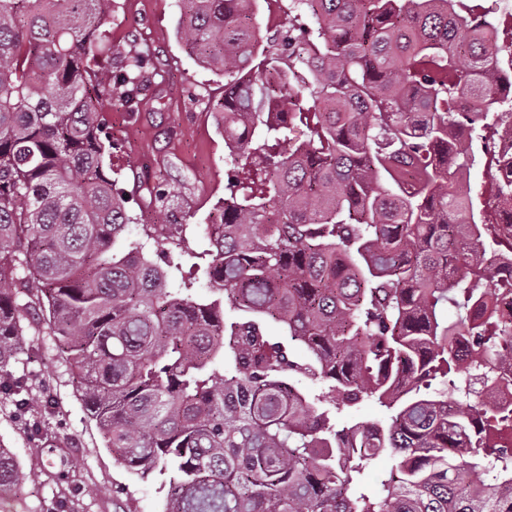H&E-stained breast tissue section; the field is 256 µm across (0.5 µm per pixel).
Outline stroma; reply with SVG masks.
<instances>
[{"label": "stroma", "instance_id": "obj_1", "mask_svg": "<svg viewBox=\"0 0 512 512\" xmlns=\"http://www.w3.org/2000/svg\"><path fill=\"white\" fill-rule=\"evenodd\" d=\"M178 0H112L104 31L115 55H142L149 86L136 109L103 99L101 124L114 144L112 179L134 222L129 237L145 224H189L191 250L220 213L227 194V151L218 105L224 77L202 64L177 31ZM498 171L482 156L470 174L471 195L488 223L499 217L491 191ZM164 183L171 201L157 209L151 191ZM23 378L34 410L17 413L0 397V448L27 466L46 468L11 495L14 512H52L59 495L76 489L75 512H163L166 491L159 480L140 479L115 461L77 392L67 363L44 329L25 328L8 367ZM45 421L42 435L33 421Z\"/></svg>", "mask_w": 512, "mask_h": 512}]
</instances>
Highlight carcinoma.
Masks as SVG:
<instances>
[{
	"mask_svg": "<svg viewBox=\"0 0 512 512\" xmlns=\"http://www.w3.org/2000/svg\"><path fill=\"white\" fill-rule=\"evenodd\" d=\"M291 2L262 49L256 0H181L178 33L224 75L226 162L249 178L175 283L146 254L167 226L126 238L105 165L98 100L131 107L147 81L139 55L96 68L112 0H0V286L23 288L0 290V372L42 315L105 447L163 477L164 512H512V410L493 394L512 320L472 321L512 285L495 261L512 247L455 183L485 129L512 124V55L457 0ZM494 198L512 208V168ZM201 278L215 299L194 296ZM0 395L29 411L22 379ZM365 401L384 421L336 426ZM37 474L0 450V507Z\"/></svg>",
	"mask_w": 512,
	"mask_h": 512,
	"instance_id": "carcinoma-1",
	"label": "carcinoma"
}]
</instances>
